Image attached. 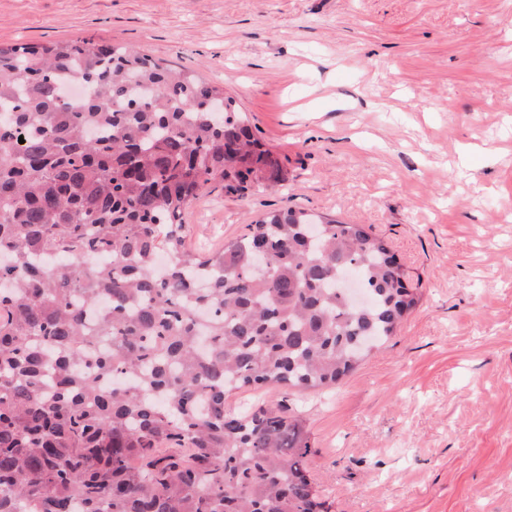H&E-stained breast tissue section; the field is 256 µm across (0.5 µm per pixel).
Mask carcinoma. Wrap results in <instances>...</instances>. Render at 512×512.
I'll use <instances>...</instances> for the list:
<instances>
[{
    "label": "carcinoma",
    "instance_id": "carcinoma-1",
    "mask_svg": "<svg viewBox=\"0 0 512 512\" xmlns=\"http://www.w3.org/2000/svg\"><path fill=\"white\" fill-rule=\"evenodd\" d=\"M222 96L124 46L0 47V512H330L302 419L225 396L339 383L418 296L366 225L300 210L187 250L201 193L284 180Z\"/></svg>",
    "mask_w": 512,
    "mask_h": 512
}]
</instances>
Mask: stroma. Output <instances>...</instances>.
I'll return each mask as SVG.
<instances>
[{
    "mask_svg": "<svg viewBox=\"0 0 512 512\" xmlns=\"http://www.w3.org/2000/svg\"><path fill=\"white\" fill-rule=\"evenodd\" d=\"M120 44L223 89L287 173L210 189L188 248L303 210L369 225L419 301L332 388L286 401L331 512H512V0H0V46Z\"/></svg>",
    "mask_w": 512,
    "mask_h": 512,
    "instance_id": "1",
    "label": "stroma"
}]
</instances>
